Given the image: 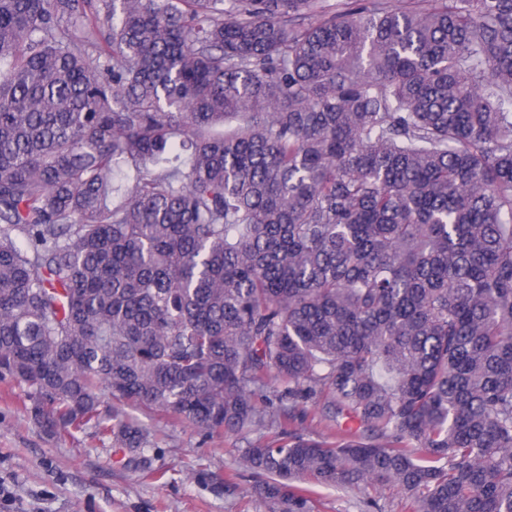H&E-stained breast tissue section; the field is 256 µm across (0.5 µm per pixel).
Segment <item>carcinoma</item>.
Wrapping results in <instances>:
<instances>
[{
  "mask_svg": "<svg viewBox=\"0 0 512 512\" xmlns=\"http://www.w3.org/2000/svg\"><path fill=\"white\" fill-rule=\"evenodd\" d=\"M1 375L136 453L103 395L357 421L241 449L280 512H512V0H0ZM322 404L308 406L306 414H297L293 419L285 421L288 431L311 436L318 440L335 441L336 435L347 429H356L358 424L346 417H338L337 421L329 417ZM309 489L312 512H412L405 498L388 486L366 490L321 486ZM367 500H374L376 507L368 508Z\"/></svg>",
  "mask_w": 512,
  "mask_h": 512,
  "instance_id": "cac0c4a2",
  "label": "carcinoma"
}]
</instances>
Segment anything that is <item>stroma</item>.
Segmentation results:
<instances>
[{"label": "stroma", "mask_w": 512, "mask_h": 512, "mask_svg": "<svg viewBox=\"0 0 512 512\" xmlns=\"http://www.w3.org/2000/svg\"><path fill=\"white\" fill-rule=\"evenodd\" d=\"M28 388L0 379V485L12 501L0 512H272L261 487L265 475L247 468L246 443L272 436L261 428L248 439L197 430L180 418L126 404L125 417L148 429L155 447L128 460L94 429L48 433L31 413ZM351 419L328 416L322 406L287 420L288 430L335 440L355 428ZM312 512H410L393 488L314 486Z\"/></svg>", "instance_id": "35a3bbf8"}]
</instances>
